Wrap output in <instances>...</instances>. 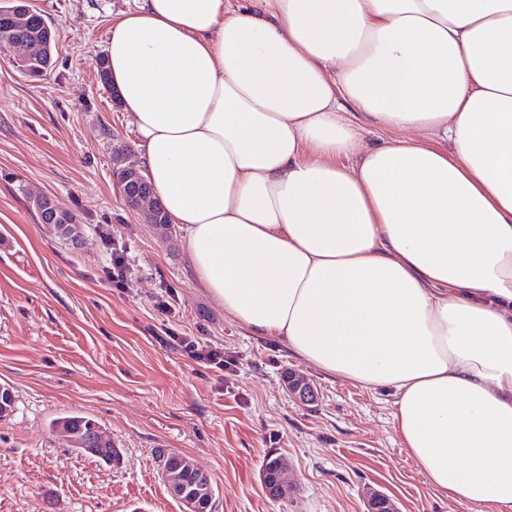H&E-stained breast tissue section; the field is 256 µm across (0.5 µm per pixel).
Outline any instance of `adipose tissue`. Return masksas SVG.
<instances>
[{"mask_svg": "<svg viewBox=\"0 0 512 512\" xmlns=\"http://www.w3.org/2000/svg\"><path fill=\"white\" fill-rule=\"evenodd\" d=\"M106 52L225 316L512 512V0H137Z\"/></svg>", "mask_w": 512, "mask_h": 512, "instance_id": "1", "label": "adipose tissue"}]
</instances>
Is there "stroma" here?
Returning a JSON list of instances; mask_svg holds the SVG:
<instances>
[{
  "label": "stroma",
  "instance_id": "obj_1",
  "mask_svg": "<svg viewBox=\"0 0 512 512\" xmlns=\"http://www.w3.org/2000/svg\"><path fill=\"white\" fill-rule=\"evenodd\" d=\"M56 34L39 79L0 54V386L15 410L0 420V512H181L159 454L207 472L216 512H366L367 489L400 512H480L436 491L407 456L386 392L326 375L273 336L227 319L194 281L177 227L128 208L115 155L137 132L97 64L112 19L135 0H34ZM76 214L72 242L41 223L29 199ZM133 274L114 287L113 245ZM220 344L225 374L177 339ZM293 371L313 404L289 396ZM66 413L95 420L120 451L105 464L50 429ZM285 457L293 494L275 501L260 472Z\"/></svg>",
  "mask_w": 512,
  "mask_h": 512
}]
</instances>
